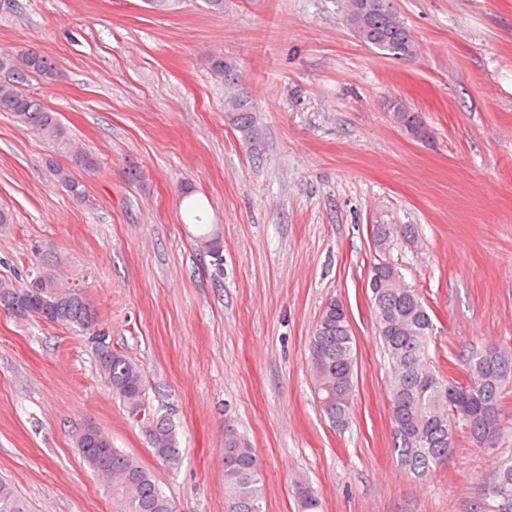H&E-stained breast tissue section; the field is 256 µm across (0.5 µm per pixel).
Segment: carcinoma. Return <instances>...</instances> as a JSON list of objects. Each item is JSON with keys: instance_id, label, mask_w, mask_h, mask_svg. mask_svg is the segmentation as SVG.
I'll return each instance as SVG.
<instances>
[{"instance_id": "carcinoma-1", "label": "carcinoma", "mask_w": 512, "mask_h": 512, "mask_svg": "<svg viewBox=\"0 0 512 512\" xmlns=\"http://www.w3.org/2000/svg\"><path fill=\"white\" fill-rule=\"evenodd\" d=\"M346 26L364 44L386 59H410L416 42L391 0H346ZM216 77L229 93L224 111L232 123L247 133L254 123L249 96L238 90L236 62L211 60ZM45 82L58 77L48 56L31 49L0 50V112L9 113L22 131H34L68 155L72 164L86 171L98 167L96 158L77 145L58 113L24 89L27 78ZM397 123L416 137L426 136L421 117L401 101L390 105ZM58 182L72 196L85 199L84 186L63 167L54 169ZM401 238L417 243L411 224H377L374 239L382 258L370 269L368 288L388 363L390 420L393 454L402 469L426 478L448 463L455 437L463 432L479 448L495 447L509 421L502 400L512 388V348L475 342L464 354V377L444 374L432 361L430 345L435 324L430 307L418 289L406 282L398 267L385 258L391 243ZM39 263L26 277H0V308L20 318H37L82 331L97 324L95 312L80 289L64 283L57 274L58 261L37 248ZM100 376L140 423L153 454L170 467L183 456L178 434L169 417L146 409L148 385L141 365L93 336ZM357 350L349 315L342 301L333 299L323 310L309 337L307 366L320 409L333 427H343L352 412ZM83 462L102 480L116 512H173L154 476L134 457L116 448L111 437L87 426L75 437ZM496 492L506 501L502 512H512V456L497 463ZM298 512H322V502L306 482L296 485ZM224 500L227 512H265L266 495L254 448L243 437H224ZM0 512H27V505L13 488L0 480Z\"/></svg>"}]
</instances>
